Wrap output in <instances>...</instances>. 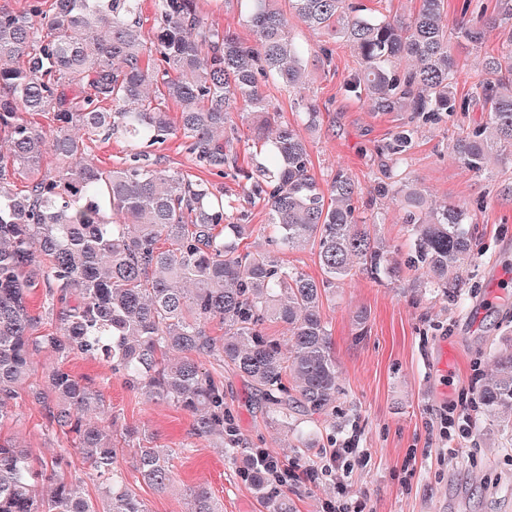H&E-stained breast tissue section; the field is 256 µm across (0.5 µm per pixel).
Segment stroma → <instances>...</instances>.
Returning a JSON list of instances; mask_svg holds the SVG:
<instances>
[{"label": "stroma", "instance_id": "obj_1", "mask_svg": "<svg viewBox=\"0 0 512 512\" xmlns=\"http://www.w3.org/2000/svg\"><path fill=\"white\" fill-rule=\"evenodd\" d=\"M203 13L242 40L253 35L244 23L246 0H199ZM357 60L349 47L336 43L330 61L311 70L306 89L323 113L320 127L302 129L312 172L325 181L343 166L362 189L360 212L377 220V230L390 244L405 248L407 231L394 197L374 195L389 165L376 153L406 119L402 112L374 111L367 100L346 96L344 81ZM484 112H459L447 128L419 127L406 173L424 187L431 200L476 206L477 236L482 249L460 274L449 275L448 288L458 299L446 302L413 299L411 271L375 282L362 273L325 300L322 315L332 333L341 395L335 418H304L317 440L333 425L344 428L337 443L356 435L364 454L361 466L345 477L344 495L336 493V476L322 472L316 483L288 484L284 493L295 512H323L326 501L342 500L347 512H512V436L490 433V425L472 410L471 400L483 371L507 337H512V159L491 162L490 176H477L456 164L451 144L456 134L485 122ZM161 168L192 179H209L225 200L239 203L242 189L232 176L211 177L199 168L180 135H172L150 152ZM366 318L365 336H357V315ZM74 375L92 381L115 417L117 428L135 427L136 448H156L168 458L176 483L160 493L140 484L131 460L120 469L129 488L149 512H187L186 488L206 484L223 512H268L243 479L241 460L229 459L212 439L192 433V418L165 401H148L113 376L109 363L71 355ZM224 382V402L233 414L246 447L265 448L283 460L321 468L322 448L293 447V438L268 419L251 385L217 361L207 364ZM469 413L466 436L447 438L442 417ZM0 436L27 448L33 457L69 458L66 476L83 483L92 500L101 484L90 465L71 452L66 436L53 431L43 408L22 397L11 419L0 424Z\"/></svg>", "mask_w": 512, "mask_h": 512}]
</instances>
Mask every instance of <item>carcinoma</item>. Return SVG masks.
<instances>
[{
  "label": "carcinoma",
  "mask_w": 512,
  "mask_h": 512,
  "mask_svg": "<svg viewBox=\"0 0 512 512\" xmlns=\"http://www.w3.org/2000/svg\"><path fill=\"white\" fill-rule=\"evenodd\" d=\"M469 6L464 0L463 18L450 28L448 0H418L409 16L376 13L362 0H288L286 14L274 0H248L254 40L246 42L210 22L197 0H158L150 33L137 19L139 0H27L23 12L0 5V423L33 354L52 353L46 388L31 396L74 435L72 451L103 479L98 504L66 478L65 458L37 464L0 437V512H148L118 475L125 448L110 433L101 392L65 368L73 353L106 360L148 399L178 405L193 418L195 436L219 438L234 456L242 440L224 406V382L204 363L217 356L256 387L294 447H315L291 410L296 403L311 416L336 415L340 385L324 298L356 270L380 281L403 266L427 274L413 281V296L448 299V273L462 269L480 240L468 208L429 205L413 180L400 177L386 185L399 198L409 238L405 263L398 262L376 224L356 214L361 188L347 171L336 169L321 188L304 139L270 107L260 80L295 94L301 123L320 126V108L304 94L312 53L291 37L292 17L325 35V59L331 43L352 49L358 67L344 82L346 95L369 99L379 112L409 113L377 145L395 169L406 162L415 124L489 113L452 145L458 164L481 176L493 153L512 156V0L472 19ZM491 32L497 50L461 97L452 44L480 48ZM168 103L179 109L174 118ZM240 111L253 116L246 167L233 157L232 114ZM33 112L52 113V133L24 118ZM82 130L125 136L129 159L98 167L86 157ZM177 133L201 167L222 176L232 166L248 203L267 208V248L240 250L250 225L213 184L141 163ZM49 152L58 163L44 172ZM18 175L30 178L23 193L13 189ZM308 246L317 248L319 280L280 257ZM40 284L56 323L51 334H36L39 318L29 309ZM215 320L224 325L220 340L208 332ZM268 322L285 324L288 336H266ZM475 404L499 431L512 432V345L493 357ZM133 468L157 491L174 481L153 448L138 449ZM242 476L269 512H294L281 477L259 464ZM188 512L221 508L197 485Z\"/></svg>",
  "instance_id": "1"
}]
</instances>
